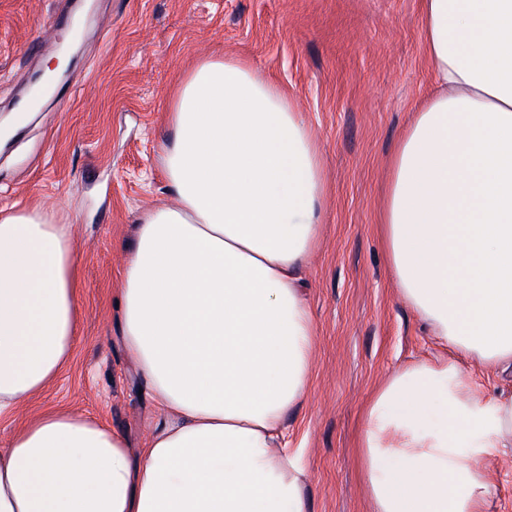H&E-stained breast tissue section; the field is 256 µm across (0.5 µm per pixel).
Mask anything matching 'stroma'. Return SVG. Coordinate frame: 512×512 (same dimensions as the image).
I'll return each mask as SVG.
<instances>
[{"instance_id":"stroma-1","label":"stroma","mask_w":512,"mask_h":512,"mask_svg":"<svg viewBox=\"0 0 512 512\" xmlns=\"http://www.w3.org/2000/svg\"><path fill=\"white\" fill-rule=\"evenodd\" d=\"M241 58L293 98L326 175L320 248L300 273L318 328L312 391L288 417L310 512H369L357 443L378 380L446 356L397 297L374 231L386 160L434 89L420 0H0V209L71 225L82 283L71 360L11 418L69 411L142 448L161 421L119 336L120 271L144 210L171 204L161 165L178 82ZM483 466L486 512H512V448Z\"/></svg>"}]
</instances>
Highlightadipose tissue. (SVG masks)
Returning a JSON list of instances; mask_svg holds the SVG:
<instances>
[{
	"label": "adipose tissue",
	"mask_w": 512,
	"mask_h": 512,
	"mask_svg": "<svg viewBox=\"0 0 512 512\" xmlns=\"http://www.w3.org/2000/svg\"><path fill=\"white\" fill-rule=\"evenodd\" d=\"M437 80L388 160L376 232L400 298L449 348L512 376V0H421ZM162 147L175 205L146 209L122 271L120 336L163 421L140 453L71 413L0 448V512H308L287 448L316 327L300 271L325 196L316 134L243 61L206 59L174 92ZM69 225L0 214V417L73 354ZM360 440L370 512H485L480 460L512 447V394L480 400L455 360L385 378Z\"/></svg>",
	"instance_id": "1"
}]
</instances>
